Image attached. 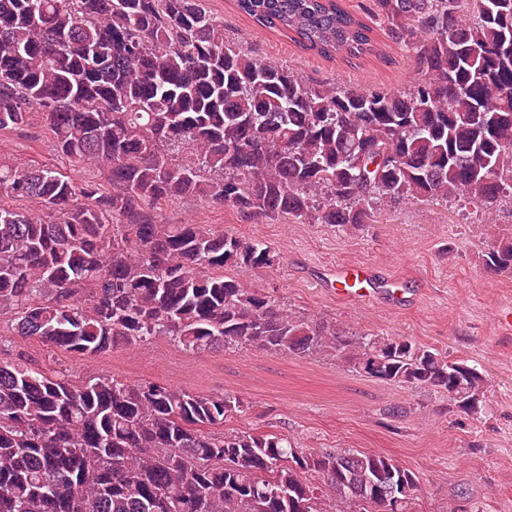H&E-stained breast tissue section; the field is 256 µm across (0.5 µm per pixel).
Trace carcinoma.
<instances>
[{
  "mask_svg": "<svg viewBox=\"0 0 512 512\" xmlns=\"http://www.w3.org/2000/svg\"><path fill=\"white\" fill-rule=\"evenodd\" d=\"M326 59L378 53L339 0H234ZM404 88L310 83L224 40L203 0H0V136L33 126L83 171L0 159V317L72 356L164 337L187 352L322 358L479 420L487 379L409 336L292 311L230 269L270 248L159 224L202 196L263 221L357 228L406 201L512 205V0H372ZM30 206H25V203ZM512 275V236L484 254ZM250 406L163 382L0 363V512H418L416 473L301 447Z\"/></svg>",
  "mask_w": 512,
  "mask_h": 512,
  "instance_id": "carcinoma-1",
  "label": "carcinoma"
}]
</instances>
